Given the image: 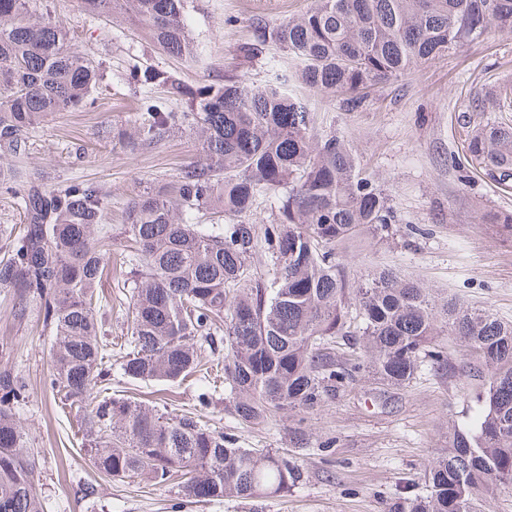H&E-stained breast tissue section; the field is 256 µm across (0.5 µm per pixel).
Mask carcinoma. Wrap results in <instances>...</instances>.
Instances as JSON below:
<instances>
[{
  "instance_id": "1",
  "label": "carcinoma",
  "mask_w": 512,
  "mask_h": 512,
  "mask_svg": "<svg viewBox=\"0 0 512 512\" xmlns=\"http://www.w3.org/2000/svg\"><path fill=\"white\" fill-rule=\"evenodd\" d=\"M93 16L121 4L145 22L154 45L172 57L194 51L187 0H81ZM33 0H0V153L22 155L42 118L91 108L98 70L71 47L64 24L38 16ZM512 34V0H313L278 23L256 19V57L268 43L300 61L288 74L267 62L269 79L246 72L222 84L189 87L163 70L145 81L167 95L144 97L122 139L136 148L189 130L202 158L170 189L147 188L126 207L133 243L130 335L122 374L144 382H181L201 371L202 348L224 337V400L242 423L288 416V448H245L238 437L190 413L166 418L129 399L104 396L111 351L103 340L96 288L112 259L103 224L109 195L92 181L49 186L0 172V193L17 200L23 224L0 260V288L32 300L51 330L50 385L71 404L93 405L86 452L99 473L137 475L154 484L186 477L197 501L283 496L301 481L297 455L311 443L304 414L336 391L372 375L400 388L423 363L446 371L443 342L470 348L481 378L475 410L448 426L446 445L425 471L427 493L382 503V512H484L512 486V322L463 306L457 298L378 268L350 277L341 250L381 237L397 223L391 194L343 137L320 135L299 84L363 106L371 89L418 64ZM498 112H512V85L495 90ZM466 162L497 184L512 185V124L472 131ZM274 200L269 223L246 221ZM512 233V211L479 215ZM268 254L259 273L254 257ZM25 379L0 370V512H45L14 405Z\"/></svg>"
}]
</instances>
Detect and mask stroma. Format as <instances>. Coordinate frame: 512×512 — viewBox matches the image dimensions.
I'll return each instance as SVG.
<instances>
[{
  "label": "stroma",
  "instance_id": "35a3bbf8",
  "mask_svg": "<svg viewBox=\"0 0 512 512\" xmlns=\"http://www.w3.org/2000/svg\"><path fill=\"white\" fill-rule=\"evenodd\" d=\"M311 2L188 0V33L197 55L180 60L155 49L146 26L127 15L92 18L79 0H47L48 10L69 28L73 49L103 65L97 102L90 112L71 108L44 117L29 135L28 152L0 154V168L50 185L88 180L108 192L105 221L112 226L114 260L98 287L107 338L126 335L128 327L132 276L119 260L128 244L123 232L128 202L146 188L172 185L201 152L200 139L186 132L135 154L119 139L144 95L166 93L164 87L147 89L135 82L133 64L169 71L190 86L244 71L263 81V62L274 59L285 66L289 60L272 44L257 58L244 57L240 48L252 37L253 18L277 22L305 12ZM502 83H512V35L495 34L378 86L353 111L340 100L308 93L318 133L333 131L348 139L368 171L388 187L400 215L388 237L351 258L353 275L391 268L464 306L512 321V236L477 221L484 211L512 210V188L501 189L478 168L471 170L469 182H461L457 168L466 156L468 131L492 118L489 96ZM50 339L36 304L19 306L12 289L0 288V366L12 368L29 385L17 417L35 453V479L46 512H381L382 500L404 487L424 492L425 468L443 432L449 422L472 413L479 384L469 374V349L449 341L454 375L426 368L397 390L368 379L311 411L306 424L315 441L331 440V451L326 456L303 452V480L287 495L199 502L184 495L177 476L149 485L96 470L82 443L83 409L63 405L62 394L48 384ZM203 386L197 377L174 385L132 381L118 366L110 368L112 395L145 402L168 417L194 412ZM203 418L238 436L245 447L288 445L286 417L275 413L259 425L239 423L220 391ZM90 484L91 496L85 493Z\"/></svg>",
  "mask_w": 512,
  "mask_h": 512
}]
</instances>
